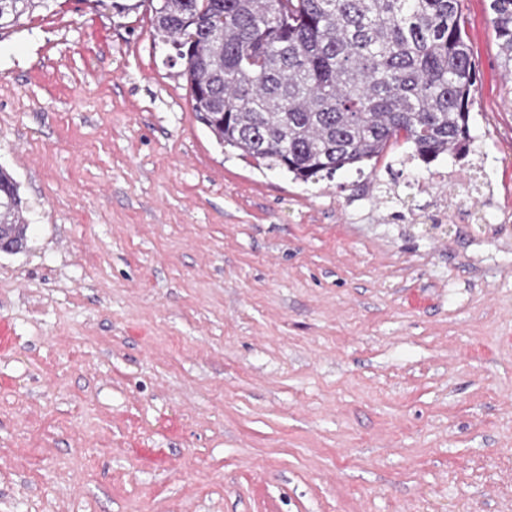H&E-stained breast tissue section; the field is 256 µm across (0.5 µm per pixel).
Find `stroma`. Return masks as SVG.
I'll return each mask as SVG.
<instances>
[{
	"label": "stroma",
	"mask_w": 512,
	"mask_h": 512,
	"mask_svg": "<svg viewBox=\"0 0 512 512\" xmlns=\"http://www.w3.org/2000/svg\"><path fill=\"white\" fill-rule=\"evenodd\" d=\"M462 12L467 155L315 183L216 142L151 0L0 32V512H512V76ZM27 224L19 187L7 169L0 167V243L15 245L20 251L27 244Z\"/></svg>",
	"instance_id": "1"
}]
</instances>
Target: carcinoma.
<instances>
[{
  "mask_svg": "<svg viewBox=\"0 0 512 512\" xmlns=\"http://www.w3.org/2000/svg\"><path fill=\"white\" fill-rule=\"evenodd\" d=\"M48 0H0V31ZM512 66V0H490ZM154 39L183 62L216 141L304 182L404 139L430 163L470 143L475 65L460 0H157ZM19 187L0 167V243L21 249Z\"/></svg>",
  "mask_w": 512,
  "mask_h": 512,
  "instance_id": "carcinoma-1",
  "label": "carcinoma"
}]
</instances>
